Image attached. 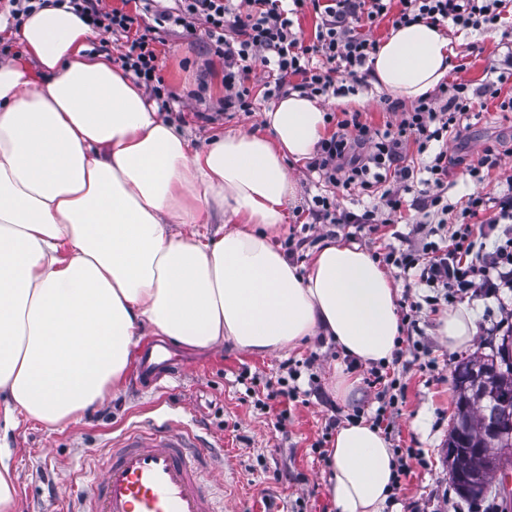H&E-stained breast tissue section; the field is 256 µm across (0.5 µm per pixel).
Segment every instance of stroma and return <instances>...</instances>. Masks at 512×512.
I'll return each instance as SVG.
<instances>
[{
  "label": "stroma",
  "instance_id": "stroma-1",
  "mask_svg": "<svg viewBox=\"0 0 512 512\" xmlns=\"http://www.w3.org/2000/svg\"><path fill=\"white\" fill-rule=\"evenodd\" d=\"M500 31L452 34L454 65L459 76L472 86L484 85L489 70L503 57ZM159 74L175 104L166 119L186 130L195 145L228 128L257 129L267 101H257L253 112L224 109L223 63L213 54L201 31L174 27L158 48ZM213 76L200 87L205 71ZM391 95L374 86L356 94L326 102V109L358 111L363 121L375 126L392 121ZM495 99L484 102L481 116L465 137L449 139L448 155L458 164L448 177V201L460 205L474 191L496 194L512 177V121L495 109ZM496 145L498 163L483 182L474 181L465 164L477 159L484 146ZM298 188V204L277 236L287 246L289 236L299 231L305 211L314 196L335 197L339 207L357 210L351 195L321 183L307 167L289 168ZM390 275L398 286L397 297L419 303L413 339L420 357L404 354L400 377L399 411L386 439L390 448L422 449L427 466L412 465L393 489L384 512H512V498L498 494L471 502L462 498L448 478L445 450L455 410L452 375L458 362L471 353H490L501 342L496 329L497 307L478 300L477 333L471 349L449 353L439 334V316L432 313L425 297L429 290L406 280L397 268ZM171 353L183 373L167 380L163 390L142 387L135 371H128L123 384L94 410L62 428L47 429L30 421L0 433V463L10 467L18 491L17 512H67L79 490L104 461L112 444L127 430L146 427L165 419L186 426L203 444L209 445L224 474V512H336L330 497V466L316 446L330 416L345 417L353 408L375 412L374 391L365 383L366 365L353 368L358 393L342 399L335 392V374L344 362L334 342L325 337L300 343L285 352L245 354L231 345L189 351L172 347ZM300 371V384L317 373L320 394L281 406L267 400L284 366ZM287 411L285 426H278L280 411Z\"/></svg>",
  "mask_w": 512,
  "mask_h": 512
}]
</instances>
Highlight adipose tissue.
<instances>
[{
    "label": "adipose tissue",
    "mask_w": 512,
    "mask_h": 512,
    "mask_svg": "<svg viewBox=\"0 0 512 512\" xmlns=\"http://www.w3.org/2000/svg\"><path fill=\"white\" fill-rule=\"evenodd\" d=\"M1 33L24 46L0 61L1 427L55 429L98 406L147 330L249 354L324 336L356 363L391 359L398 288L367 251L331 239L303 265L273 242L296 202L287 164L310 160L325 131L317 100L290 92L263 111L262 130L197 147L91 52L74 11L41 8L16 31L1 16ZM454 56L442 27L402 26L379 45L371 81L414 101ZM439 322L449 351L470 345L469 306ZM330 467L337 512H383L395 465L377 427L338 428Z\"/></svg>",
    "instance_id": "1"
}]
</instances>
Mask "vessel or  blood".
Returning <instances> with one entry per match:
<instances>
[{"instance_id": "vessel-or-blood-1", "label": "vessel or blood", "mask_w": 512, "mask_h": 512, "mask_svg": "<svg viewBox=\"0 0 512 512\" xmlns=\"http://www.w3.org/2000/svg\"><path fill=\"white\" fill-rule=\"evenodd\" d=\"M174 368L173 360L149 350L138 377L152 382ZM207 454L189 430L167 421L129 431L94 472L79 512H218L204 488Z\"/></svg>"}]
</instances>
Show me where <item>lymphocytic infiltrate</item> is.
Here are the masks:
<instances>
[{
  "label": "lymphocytic infiltrate",
  "mask_w": 512,
  "mask_h": 512,
  "mask_svg": "<svg viewBox=\"0 0 512 512\" xmlns=\"http://www.w3.org/2000/svg\"><path fill=\"white\" fill-rule=\"evenodd\" d=\"M130 12L106 0H0L15 23H23L47 4L65 5L84 17L92 31L124 36L121 67L157 98L167 89L157 70V43L162 30L202 28L215 54L224 61V108L250 112L257 98L272 99L298 91L327 100L355 92L371 73L378 42L370 31L381 21L393 27L415 22L452 25L456 31L498 29L512 0H175L156 10L141 0ZM313 11L318 17L312 42L294 30L296 16ZM495 79L474 88L463 81L440 84L434 95L418 99L384 128L363 123L359 113L338 118L336 129L322 139L310 168L333 187L370 197L358 211L339 208L334 199L315 196L308 217L316 224L351 228L367 238L401 223L406 196L420 195L415 206L423 220H436L438 240L422 248L391 249L378 259L395 266L417 284L432 288V304L479 295L499 297L512 290V178L497 195L471 194L459 212H452L446 190L454 162L441 142L461 134L474 118L483 96L497 98L498 109L512 112V40ZM262 61L267 77L250 82L254 61ZM422 156V166L407 163L408 148Z\"/></svg>",
  "instance_id": "f902f5d3"
}]
</instances>
